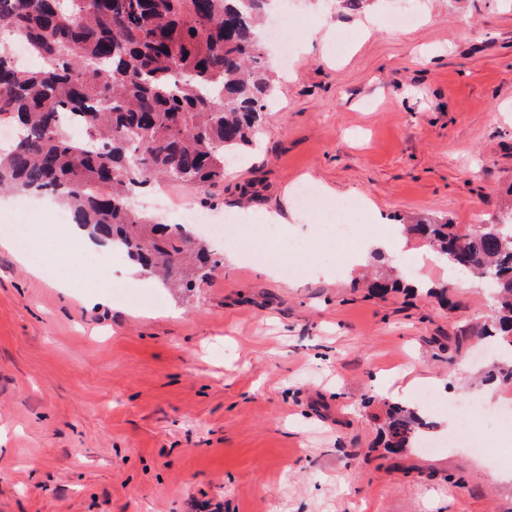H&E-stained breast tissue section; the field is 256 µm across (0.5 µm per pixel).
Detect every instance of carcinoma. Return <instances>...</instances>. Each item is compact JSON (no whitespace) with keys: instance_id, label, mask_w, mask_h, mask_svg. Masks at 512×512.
<instances>
[{"instance_id":"cac0c4a2","label":"carcinoma","mask_w":512,"mask_h":512,"mask_svg":"<svg viewBox=\"0 0 512 512\" xmlns=\"http://www.w3.org/2000/svg\"><path fill=\"white\" fill-rule=\"evenodd\" d=\"M274 0H0V190L50 195L73 223L122 249L166 288H194L216 268L185 224H160L129 198L150 187L224 181L226 155L253 144L271 95L257 28ZM25 42L38 70L5 50ZM82 125L91 150L62 122ZM454 270L495 290L493 325L512 349V217L466 233L417 221ZM428 423L390 407L386 447L410 448Z\"/></svg>"}]
</instances>
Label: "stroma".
<instances>
[{
    "label": "stroma",
    "mask_w": 512,
    "mask_h": 512,
    "mask_svg": "<svg viewBox=\"0 0 512 512\" xmlns=\"http://www.w3.org/2000/svg\"><path fill=\"white\" fill-rule=\"evenodd\" d=\"M405 6L293 0L298 50L284 69L264 43L274 91L255 146L214 188H163L171 209L249 219L210 240L219 266L199 287L142 280L143 306L117 281L90 305L84 280L61 291L0 249V512H512V472L491 459L381 438L391 403L447 434L425 390L497 413L480 281L440 306L425 290L448 268L417 267L429 245L415 235L299 281L242 256L276 212L284 241L308 243L298 261L322 264L330 231L296 206L302 182L326 204L358 198L380 239L412 217L468 230L512 211V0H419L412 27H385ZM58 208L0 195V237L32 225L41 260L68 238ZM373 278L400 286L377 294Z\"/></svg>",
    "instance_id": "1"
}]
</instances>
